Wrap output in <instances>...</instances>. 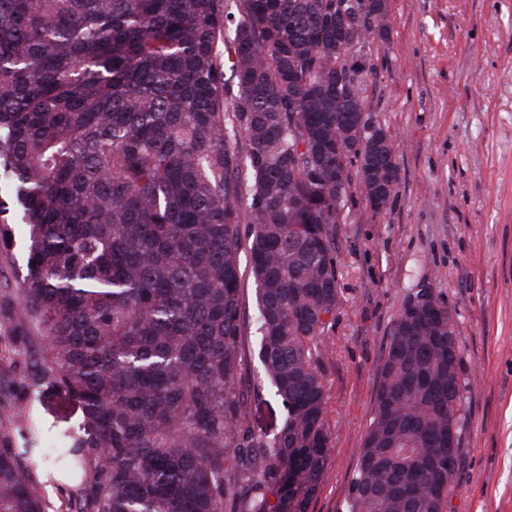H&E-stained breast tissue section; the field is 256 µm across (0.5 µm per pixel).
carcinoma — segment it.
<instances>
[{"instance_id":"carcinoma-1","label":"carcinoma","mask_w":512,"mask_h":512,"mask_svg":"<svg viewBox=\"0 0 512 512\" xmlns=\"http://www.w3.org/2000/svg\"><path fill=\"white\" fill-rule=\"evenodd\" d=\"M331 0H0V184L25 225L15 297L45 340L30 385L81 432L58 454L82 512H308L330 459L319 344L335 316L336 193L371 198L395 144L336 41ZM233 49L222 60L219 45ZM366 114L382 150L350 134ZM0 251L14 245L1 218ZM246 227H241V224ZM258 360L286 416L250 425L239 251ZM448 309L396 319L347 512H443L460 424ZM0 512H44L0 448Z\"/></svg>"}]
</instances>
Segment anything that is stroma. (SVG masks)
<instances>
[{
  "label": "stroma",
  "mask_w": 512,
  "mask_h": 512,
  "mask_svg": "<svg viewBox=\"0 0 512 512\" xmlns=\"http://www.w3.org/2000/svg\"><path fill=\"white\" fill-rule=\"evenodd\" d=\"M388 34L355 47L364 90L395 141L400 185L373 214L352 184L336 226L339 304L320 345L331 459L308 512H346L373 418L377 370L411 296L432 291L455 326L464 423L447 512H512V0H388ZM26 256L0 253V448L31 471L47 512H79L49 445L78 432L75 402L29 386L43 352L15 289ZM248 384L262 381L255 285L243 282Z\"/></svg>",
  "instance_id": "35a3bbf8"
}]
</instances>
